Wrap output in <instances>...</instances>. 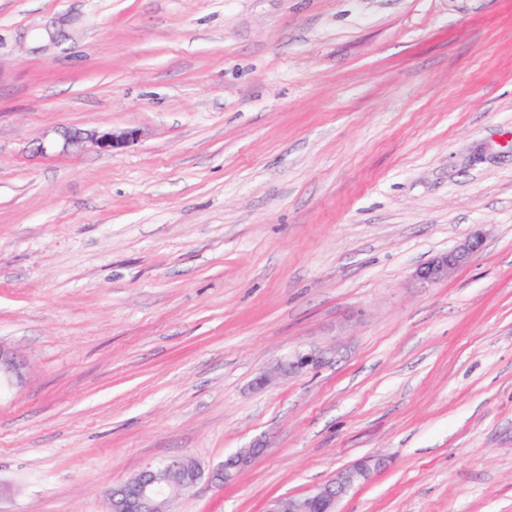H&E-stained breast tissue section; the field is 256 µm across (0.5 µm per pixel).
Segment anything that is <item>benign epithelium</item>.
I'll list each match as a JSON object with an SVG mask.
<instances>
[{"label":"benign epithelium","instance_id":"1","mask_svg":"<svg viewBox=\"0 0 512 512\" xmlns=\"http://www.w3.org/2000/svg\"><path fill=\"white\" fill-rule=\"evenodd\" d=\"M136 129H92L76 132L66 138V144L80 147L89 142L102 153L120 152L138 140ZM482 247V238L474 236L454 249L419 266L415 277L423 283H435L448 273L469 262ZM20 378L22 363L16 355L0 343V376ZM261 448H242L230 461L212 470L208 478L219 484L231 481L249 466L261 453ZM385 460L372 457L340 470L325 484L303 497H280L274 500L268 512H339L340 500L358 483L380 469ZM204 472L191 458L174 459L159 467H148L125 482L126 495L121 508H115L114 496L107 500V512H170L177 498L190 493L202 479Z\"/></svg>","mask_w":512,"mask_h":512}]
</instances>
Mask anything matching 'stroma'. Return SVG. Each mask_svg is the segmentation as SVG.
<instances>
[{"label":"stroma","mask_w":512,"mask_h":512,"mask_svg":"<svg viewBox=\"0 0 512 512\" xmlns=\"http://www.w3.org/2000/svg\"><path fill=\"white\" fill-rule=\"evenodd\" d=\"M0 344V512H512V0H0ZM137 129H92L84 132H75L66 138L67 146L80 147L84 143H91L102 153L114 154L138 140ZM482 247V238L474 236L464 240L454 249L440 254L419 266L415 277L423 283H435L448 278V273L458 266L468 263ZM263 448H242L234 455H232L220 467L212 470L208 478L219 484L230 482L235 475L245 467L249 466L261 453ZM203 475L199 464L187 457L147 467L123 483L127 492L121 508H115L113 489L109 492L106 512H170L173 501L190 493ZM385 460L372 457L340 470L325 484L303 497H280L274 500L268 512H339L340 500L358 483L380 469Z\"/></svg>","instance_id":"1"}]
</instances>
